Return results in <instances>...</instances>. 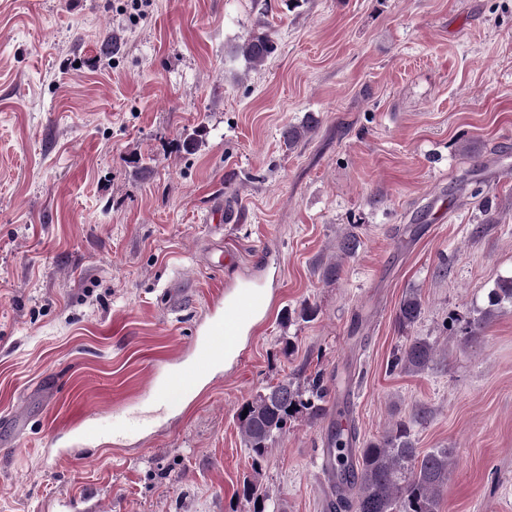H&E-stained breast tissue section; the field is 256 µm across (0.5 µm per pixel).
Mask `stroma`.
<instances>
[{"label": "stroma", "instance_id": "35a3bbf8", "mask_svg": "<svg viewBox=\"0 0 512 512\" xmlns=\"http://www.w3.org/2000/svg\"><path fill=\"white\" fill-rule=\"evenodd\" d=\"M262 31L277 50L248 67L237 48ZM507 276L512 0H152L138 18L128 0H0V512H253L236 496L252 474L265 512H324L337 424L366 441L399 421L453 452L441 512H512V308L477 343L450 332ZM246 286L268 309L239 358L147 398ZM409 288L423 314L403 328ZM416 336L435 363L391 369ZM286 377L320 378L322 410L253 462L236 414ZM86 421L82 454L44 467ZM319 124V120L312 114L308 115L299 125L288 126L283 132L284 143L292 148L313 132ZM359 243H360L359 239L354 232L348 231V232L343 233V235L338 240V244H337V248H338V252H339L338 257L340 260L321 268L322 279H325L327 281L336 280V276L338 275V273L341 270L340 269L341 265H342L341 260L353 256L356 253Z\"/></svg>", "mask_w": 512, "mask_h": 512}]
</instances>
